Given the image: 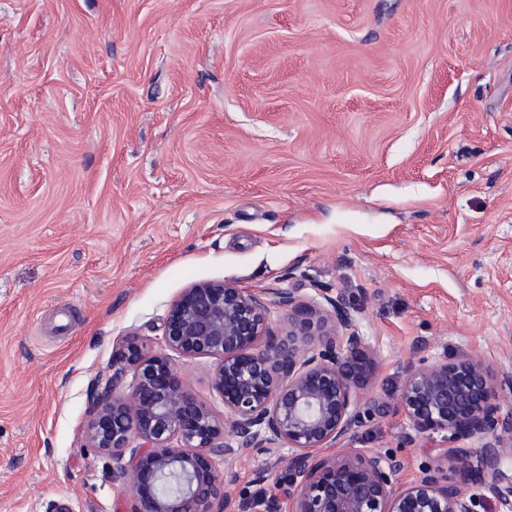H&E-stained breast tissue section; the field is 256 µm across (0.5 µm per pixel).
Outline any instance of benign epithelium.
<instances>
[{
  "label": "benign epithelium",
  "instance_id": "1",
  "mask_svg": "<svg viewBox=\"0 0 512 512\" xmlns=\"http://www.w3.org/2000/svg\"><path fill=\"white\" fill-rule=\"evenodd\" d=\"M320 295L198 283L170 305L161 350L136 333L122 340L84 439L112 462L127 512H226L235 464L254 449L287 461L292 512H478L483 495L512 509L501 471L512 448L500 439L512 433V373L494 375L472 354L409 365L397 404L410 429L455 446L403 482L397 457L337 447L377 410L357 395L374 359L346 295ZM274 308L286 312L285 336L271 328ZM178 358L215 360L223 414L188 388Z\"/></svg>",
  "mask_w": 512,
  "mask_h": 512
}]
</instances>
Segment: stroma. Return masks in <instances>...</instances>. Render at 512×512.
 <instances>
[{
	"label": "stroma",
	"mask_w": 512,
	"mask_h": 512,
	"mask_svg": "<svg viewBox=\"0 0 512 512\" xmlns=\"http://www.w3.org/2000/svg\"><path fill=\"white\" fill-rule=\"evenodd\" d=\"M203 281L344 292L381 411L343 447L435 463L408 361L512 371V0H0V512H125L88 398Z\"/></svg>",
	"instance_id": "obj_1"
}]
</instances>
